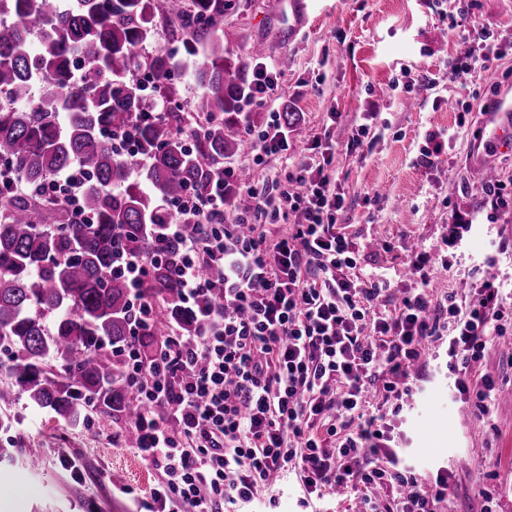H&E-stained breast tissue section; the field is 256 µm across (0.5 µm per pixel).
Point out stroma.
Here are the masks:
<instances>
[{
	"label": "stroma",
	"mask_w": 512,
	"mask_h": 512,
	"mask_svg": "<svg viewBox=\"0 0 512 512\" xmlns=\"http://www.w3.org/2000/svg\"><path fill=\"white\" fill-rule=\"evenodd\" d=\"M479 24L490 35L477 46ZM224 47L248 56L265 47L264 60L290 63L279 95L248 103L237 115L248 143L228 157L247 169L256 186L275 190L276 178L299 160L321 161L311 147L321 138L332 155L330 169L344 204L337 222L358 251L363 273L384 274L381 301L394 309L419 282L406 272L416 246L445 256L448 266L431 284L440 298L469 296L482 282L473 268L481 257L496 259L495 273L512 278V151L495 155L496 187L475 182L470 151L480 133V114L512 84V0H238L221 25ZM481 50L464 83L449 81L451 69ZM290 110L288 152L259 157L258 134L273 113ZM340 114L330 120V111ZM465 125H458V117ZM363 146L350 142L361 125ZM452 224L471 225L461 248L446 247ZM446 349L433 344L420 387L400 413L382 391L374 407L389 413L397 446L421 477L438 468L452 474L448 512H481L476 475L492 476L496 512H512V359L494 347L475 363L503 385L492 421L476 419L472 402L454 389ZM0 428V512H136L148 501L159 474L132 453L113 447L120 423L94 412L71 424L20 398ZM40 460L30 469L28 457ZM300 479L288 474L262 486L254 512H353L352 497L311 501L301 508Z\"/></svg>",
	"instance_id": "stroma-1"
}]
</instances>
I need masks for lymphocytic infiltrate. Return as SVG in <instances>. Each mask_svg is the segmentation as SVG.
Returning <instances> with one entry per match:
<instances>
[{
    "label": "lymphocytic infiltrate",
    "instance_id": "f902f5d3",
    "mask_svg": "<svg viewBox=\"0 0 512 512\" xmlns=\"http://www.w3.org/2000/svg\"><path fill=\"white\" fill-rule=\"evenodd\" d=\"M236 175L225 168L207 195L167 203L171 219L156 227L181 242L176 278L193 334L169 332L149 358L134 340L112 349L141 405L131 451L162 476L146 512H231L290 468L319 498L360 490V512H446L447 469L419 478L383 416L366 413V394L377 383L386 397L409 394L426 345L441 341L458 393L491 418L499 384L472 365L512 334V285L487 277L467 299L435 301L421 250L409 258L420 288L381 311L379 281L348 275L358 254L336 225L344 199L327 163L300 160L277 196L252 188L271 237L246 217L225 223ZM153 262L124 260L137 328L153 314L142 293ZM211 267L219 279L206 277ZM205 295L214 303L203 308ZM396 485L405 492L395 505L370 494Z\"/></svg>",
    "mask_w": 512,
    "mask_h": 512
}]
</instances>
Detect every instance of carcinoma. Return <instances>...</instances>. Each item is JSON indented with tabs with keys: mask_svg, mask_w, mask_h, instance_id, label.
I'll use <instances>...</instances> for the list:
<instances>
[{
	"mask_svg": "<svg viewBox=\"0 0 512 512\" xmlns=\"http://www.w3.org/2000/svg\"><path fill=\"white\" fill-rule=\"evenodd\" d=\"M235 0H0V349L10 353L0 407L19 395L77 423L95 407L118 419L136 415L122 363L100 342L130 339L126 277L130 253L151 251L153 225L170 214L159 202L204 195L241 142L224 125L250 99L249 64L218 34ZM177 18L183 51L202 89L181 113L173 50L145 52L157 22ZM154 75L162 113L151 117L137 73ZM134 139L140 167L115 142ZM78 163L88 176L83 219L60 197L21 196ZM142 288L154 306L140 344L150 348L194 317L178 307V241L157 247ZM53 316L52 324L46 318Z\"/></svg>",
	"mask_w": 512,
	"mask_h": 512,
	"instance_id": "obj_1",
	"label": "carcinoma"
}]
</instances>
